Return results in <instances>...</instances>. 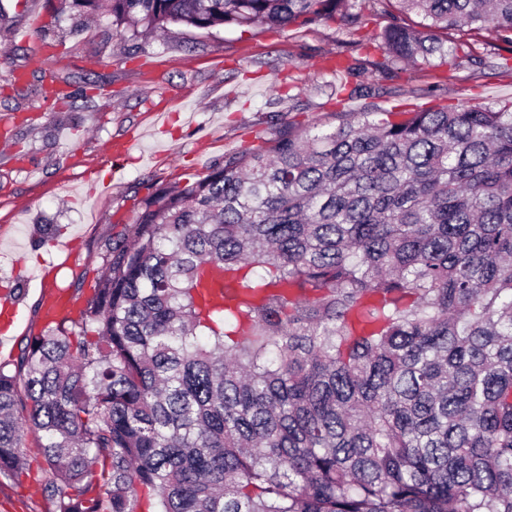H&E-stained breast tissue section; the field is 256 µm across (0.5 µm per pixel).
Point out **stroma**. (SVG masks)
I'll use <instances>...</instances> for the list:
<instances>
[{"instance_id":"stroma-1","label":"stroma","mask_w":512,"mask_h":512,"mask_svg":"<svg viewBox=\"0 0 512 512\" xmlns=\"http://www.w3.org/2000/svg\"><path fill=\"white\" fill-rule=\"evenodd\" d=\"M0 6V287L21 300L2 358L43 328L45 289L91 296L100 241L132 222L148 189L194 179L288 124L331 121L332 87L348 62L361 64L353 84L385 107L424 104L432 89L451 105L512 93V48L491 32L470 36V58L454 70L379 69L373 40L388 23L379 0H367L354 35L337 25L302 34L175 26L137 46L65 0ZM50 80L67 100L47 96ZM90 81L105 92L87 100ZM101 183L106 191L95 192ZM72 252L77 262H68ZM26 446L28 475L0 476V512L47 510L34 435Z\"/></svg>"}]
</instances>
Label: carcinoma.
Here are the masks:
<instances>
[{
	"label": "carcinoma",
	"mask_w": 512,
	"mask_h": 512,
	"mask_svg": "<svg viewBox=\"0 0 512 512\" xmlns=\"http://www.w3.org/2000/svg\"><path fill=\"white\" fill-rule=\"evenodd\" d=\"M365 0H72L123 39ZM384 68L512 47V0H383ZM224 154L102 240L78 316L0 358V475L50 512H512V94L367 105ZM30 471L20 481L0 476V512H46L48 503L39 482V456L33 434L26 437Z\"/></svg>",
	"instance_id": "1"
}]
</instances>
